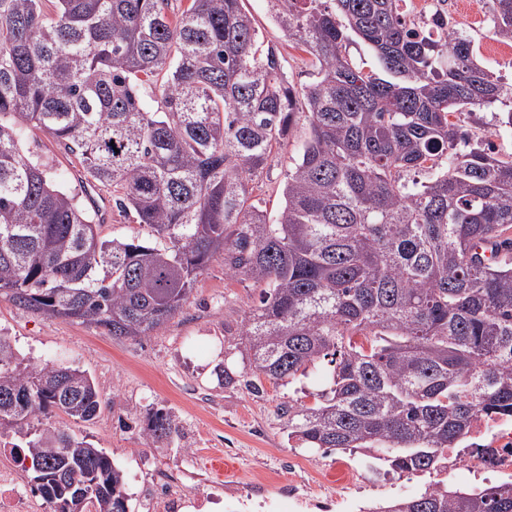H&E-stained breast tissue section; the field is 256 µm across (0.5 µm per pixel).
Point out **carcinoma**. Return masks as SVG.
Here are the masks:
<instances>
[{"mask_svg":"<svg viewBox=\"0 0 512 512\" xmlns=\"http://www.w3.org/2000/svg\"><path fill=\"white\" fill-rule=\"evenodd\" d=\"M0 0V297L24 312L160 331L216 257L259 288L237 328L258 393L326 372L310 405L277 407L288 436L360 452L384 474L429 475L374 512H512V485L453 488L448 449L483 414L512 419V156L469 143L463 112L512 104V83L454 28L420 37L405 0H269L315 80L289 81L241 0ZM512 42V0H489ZM376 54L365 71L352 37ZM161 87L162 105L146 101ZM302 112L309 135L274 222L253 178ZM52 137L155 245L105 240L78 194L22 149ZM78 366L31 365L0 335V427L63 413L95 420ZM176 432L148 415L142 438ZM53 512H130L123 471L59 429L13 446ZM346 52L366 70L380 71V64L370 49L358 38L347 44Z\"/></svg>","mask_w":512,"mask_h":512,"instance_id":"carcinoma-1","label":"carcinoma"}]
</instances>
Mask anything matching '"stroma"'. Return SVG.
I'll use <instances>...</instances> for the list:
<instances>
[{
	"label": "stroma",
	"instance_id": "obj_1",
	"mask_svg": "<svg viewBox=\"0 0 512 512\" xmlns=\"http://www.w3.org/2000/svg\"><path fill=\"white\" fill-rule=\"evenodd\" d=\"M265 42L275 45L296 88L310 84L311 56L288 42L272 18L268 0H242ZM451 21L471 35L484 65L512 80L499 63V50L488 29L475 21L473 0H455ZM308 135L304 114H297L285 145L275 148L254 182L253 197L268 214H276L282 188L297 150ZM25 149L47 162L54 177L81 188L82 168L48 135L34 132ZM86 204L96 212L106 238L148 239L147 227L117 209L110 191H93ZM259 290L251 282L225 277L223 260H213L197 277L178 313L157 334L115 338L100 327L17 310L0 298V333L10 336L30 363L56 362L85 369L101 395V411L90 423L62 414L31 421V429L59 428L106 450L126 475L132 512H161L149 506L143 488L164 476L187 488L220 481L224 512H304L298 502L279 495L277 485H305L314 497L332 491L334 512L361 508L393 498H410L421 489L417 476H382L368 457L305 448L276 416L281 402H311L323 386L313 371L292 384L264 382L260 394L225 386L219 369L242 370L239 350L224 342L225 326L235 325L253 306ZM162 408L173 415L178 435L156 447L144 445L132 412Z\"/></svg>",
	"mask_w": 512,
	"mask_h": 512
}]
</instances>
